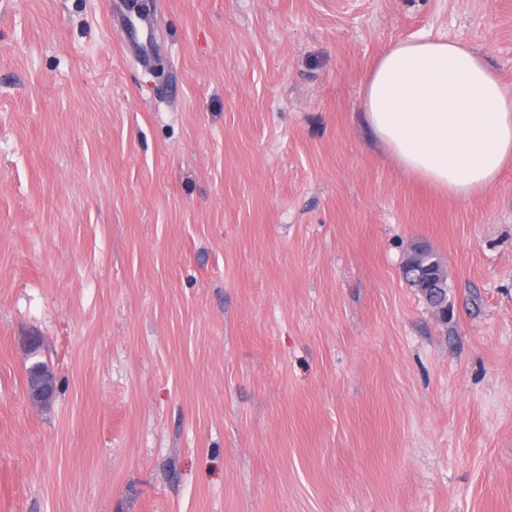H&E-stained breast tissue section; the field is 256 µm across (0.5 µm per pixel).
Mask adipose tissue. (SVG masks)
Returning a JSON list of instances; mask_svg holds the SVG:
<instances>
[{"label":"adipose tissue","instance_id":"obj_1","mask_svg":"<svg viewBox=\"0 0 512 512\" xmlns=\"http://www.w3.org/2000/svg\"><path fill=\"white\" fill-rule=\"evenodd\" d=\"M363 101L394 164L440 195L484 194L512 165V88L465 44H392L371 66Z\"/></svg>","mask_w":512,"mask_h":512}]
</instances>
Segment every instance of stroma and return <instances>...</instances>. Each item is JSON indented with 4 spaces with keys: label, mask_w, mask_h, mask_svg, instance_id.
<instances>
[{
    "label": "stroma",
    "mask_w": 512,
    "mask_h": 512,
    "mask_svg": "<svg viewBox=\"0 0 512 512\" xmlns=\"http://www.w3.org/2000/svg\"><path fill=\"white\" fill-rule=\"evenodd\" d=\"M419 36L512 84V0H0V512H512V168L362 122ZM437 260L436 263H431L432 261ZM442 259L430 248L427 246V249L423 252V256L420 259V262L416 266L417 271L415 274H421L425 279H429L435 281L438 288V292L436 293V297L434 299L435 308H447L448 309V289L450 286L448 285V277L441 281L440 278V263H442ZM26 389L29 398L33 402H49L56 394L57 380L54 371L48 363L43 361L33 362L28 369Z\"/></svg>",
    "instance_id": "stroma-1"
}]
</instances>
